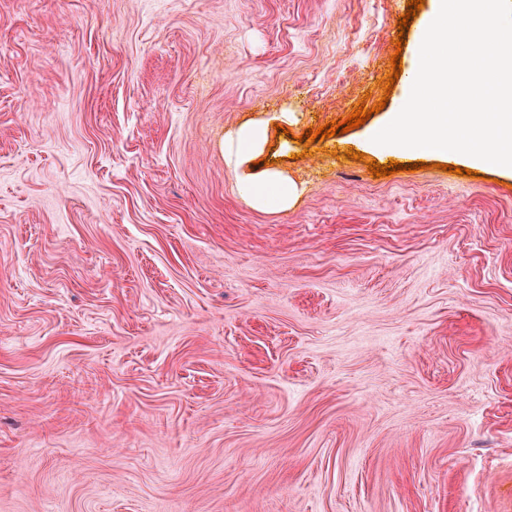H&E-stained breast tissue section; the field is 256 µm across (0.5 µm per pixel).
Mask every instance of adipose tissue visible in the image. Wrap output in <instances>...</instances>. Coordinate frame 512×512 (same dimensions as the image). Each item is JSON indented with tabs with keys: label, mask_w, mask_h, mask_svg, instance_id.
Returning <instances> with one entry per match:
<instances>
[{
	"label": "adipose tissue",
	"mask_w": 512,
	"mask_h": 512,
	"mask_svg": "<svg viewBox=\"0 0 512 512\" xmlns=\"http://www.w3.org/2000/svg\"><path fill=\"white\" fill-rule=\"evenodd\" d=\"M268 128L263 124H244L224 138V160L237 174L240 195L259 210L285 211L291 208L300 188L279 170L254 172L252 162L266 144Z\"/></svg>",
	"instance_id": "ef3b65f1"
}]
</instances>
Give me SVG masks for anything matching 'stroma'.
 Instances as JSON below:
<instances>
[{"mask_svg":"<svg viewBox=\"0 0 512 512\" xmlns=\"http://www.w3.org/2000/svg\"><path fill=\"white\" fill-rule=\"evenodd\" d=\"M406 3L0 0V512H512V176L363 147ZM268 127L244 124L224 137V160L237 173L240 195L259 210L286 211L301 193L297 184L277 169L252 170V161L265 147Z\"/></svg>","mask_w":512,"mask_h":512,"instance_id":"1","label":"stroma"}]
</instances>
